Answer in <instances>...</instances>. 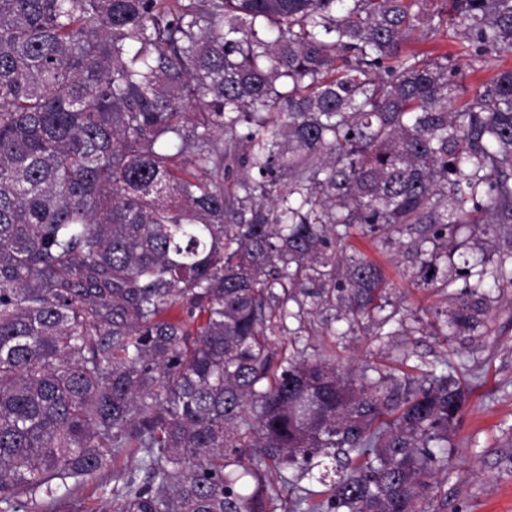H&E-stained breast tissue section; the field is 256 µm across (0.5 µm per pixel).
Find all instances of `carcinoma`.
Wrapping results in <instances>:
<instances>
[{
	"label": "carcinoma",
	"mask_w": 512,
	"mask_h": 512,
	"mask_svg": "<svg viewBox=\"0 0 512 512\" xmlns=\"http://www.w3.org/2000/svg\"><path fill=\"white\" fill-rule=\"evenodd\" d=\"M429 2L0 0V512L109 470L112 512H273L285 471L296 512H434L463 386L273 340L308 305L395 335L353 228L440 291L459 226L512 238V70L462 101L404 49L512 53V0Z\"/></svg>",
	"instance_id": "obj_1"
}]
</instances>
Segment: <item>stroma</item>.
Instances as JSON below:
<instances>
[{
  "mask_svg": "<svg viewBox=\"0 0 512 512\" xmlns=\"http://www.w3.org/2000/svg\"><path fill=\"white\" fill-rule=\"evenodd\" d=\"M410 46L434 56L447 55L449 64L458 66V82L467 91L498 70L512 69V53L478 59L464 56L458 42L432 37L422 30L414 34ZM349 244L383 268L393 284L389 300L406 322L427 323L445 309L440 295L416 287L404 247L396 243L376 247L360 237L350 239ZM511 246L505 237L464 229L448 251L452 263L458 265L466 257L496 259ZM451 290L460 302H486L489 311L480 316L473 329L446 339L426 327L415 336L401 334L368 344L363 337L346 334L345 323L335 322L332 312L315 314L314 321L342 331L346 361L357 371L365 367L370 352L392 364L403 359L412 365L448 360L451 376L467 384L469 395L460 422L448 439V469L436 479L433 495L438 512H512V288L491 289L486 301L459 279L454 280Z\"/></svg>",
  "mask_w": 512,
  "mask_h": 512,
  "instance_id": "obj_1",
  "label": "stroma"
}]
</instances>
